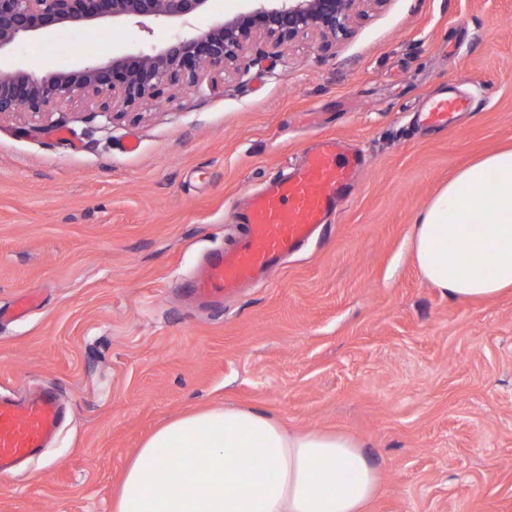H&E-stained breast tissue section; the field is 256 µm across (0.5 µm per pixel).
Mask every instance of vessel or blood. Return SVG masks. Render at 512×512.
<instances>
[{
  "instance_id": "b4317fda",
  "label": "vessel or blood",
  "mask_w": 512,
  "mask_h": 512,
  "mask_svg": "<svg viewBox=\"0 0 512 512\" xmlns=\"http://www.w3.org/2000/svg\"><path fill=\"white\" fill-rule=\"evenodd\" d=\"M467 107L465 100L450 94L430 104L427 118L433 126L444 127L452 113ZM363 166L360 153L325 138L292 173L266 181L234 213L235 222L245 225L246 236L232 249L211 251L198 267L190 284L193 300L220 308L242 288L265 281L285 256L327 223L349 197ZM62 417L56 394L48 390L18 400L0 397V475L40 455Z\"/></svg>"
}]
</instances>
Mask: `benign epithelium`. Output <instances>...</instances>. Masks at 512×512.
Instances as JSON below:
<instances>
[{
	"instance_id": "benign-epithelium-1",
	"label": "benign epithelium",
	"mask_w": 512,
	"mask_h": 512,
	"mask_svg": "<svg viewBox=\"0 0 512 512\" xmlns=\"http://www.w3.org/2000/svg\"><path fill=\"white\" fill-rule=\"evenodd\" d=\"M247 10L222 15L205 29L193 21L213 10L214 0H0V117L25 112L43 116L76 98L94 101L108 120L141 109L165 88L201 91L203 74L246 75L260 61L247 51L262 40L273 48L307 37L331 47L346 36L357 4L379 7L387 0H249ZM183 29L163 48L123 49L105 62L78 61L47 75L8 62L16 42L47 39L64 28L95 32L102 25L150 22Z\"/></svg>"
}]
</instances>
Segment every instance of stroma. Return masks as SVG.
I'll use <instances>...</instances> for the list:
<instances>
[{
    "label": "stroma",
    "mask_w": 512,
    "mask_h": 512,
    "mask_svg": "<svg viewBox=\"0 0 512 512\" xmlns=\"http://www.w3.org/2000/svg\"><path fill=\"white\" fill-rule=\"evenodd\" d=\"M176 33L107 26L78 54L63 30L11 58L43 75ZM449 92L470 108L420 122ZM93 109L0 120V312L41 297L0 323V394L50 387L67 410L0 477V512H112L154 428L224 403L360 439L381 475L371 512H512V292L451 300L410 245L449 176L512 146V0H386L330 51L299 41L137 118ZM321 136L366 156L350 202L267 283L188 306L199 263L241 232L235 203Z\"/></svg>",
    "instance_id": "obj_1"
}]
</instances>
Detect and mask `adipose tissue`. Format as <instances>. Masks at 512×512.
Returning <instances> with one entry per match:
<instances>
[{
    "label": "adipose tissue",
    "instance_id": "obj_1",
    "mask_svg": "<svg viewBox=\"0 0 512 512\" xmlns=\"http://www.w3.org/2000/svg\"><path fill=\"white\" fill-rule=\"evenodd\" d=\"M411 244L424 279L454 300L512 289V148L456 173L420 211ZM187 456L175 460L176 449ZM378 468L347 432H291L234 404L159 426L124 471L113 512H368Z\"/></svg>",
    "mask_w": 512,
    "mask_h": 512
}]
</instances>
